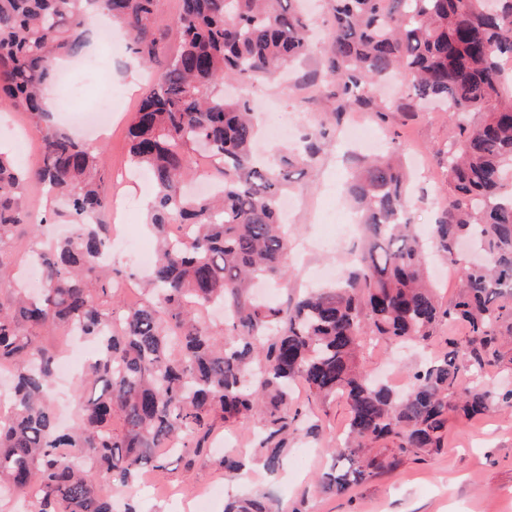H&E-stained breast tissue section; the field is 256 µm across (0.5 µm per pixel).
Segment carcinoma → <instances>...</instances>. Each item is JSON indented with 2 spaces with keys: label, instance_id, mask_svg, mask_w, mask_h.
Returning <instances> with one entry per match:
<instances>
[{
  "label": "carcinoma",
  "instance_id": "cac0c4a2",
  "mask_svg": "<svg viewBox=\"0 0 512 512\" xmlns=\"http://www.w3.org/2000/svg\"><path fill=\"white\" fill-rule=\"evenodd\" d=\"M91 0H0V97L27 112L41 158L31 173L0 153V369L13 377L0 413V503L29 499L33 512H114L102 476L122 487L169 454L187 464L208 455L219 423L259 417L258 461L269 474L287 462L285 440L298 430L289 412L296 383L319 399L342 397L346 437L328 449L335 472L325 487L346 494L404 457L445 448L450 416L484 413L492 391L482 380L512 340V0H331L334 36L321 73L336 86V108H388L374 85L407 79V107L434 101L452 136L440 152L448 199L429 231L436 253L459 269L460 289L445 305L426 272V244L407 216L411 177L392 157L355 161L347 197L361 212L364 238L341 284L290 306L259 304L256 279L288 282V225L278 200L293 164L275 170L253 154L249 102L224 97L228 81L274 77L313 54L301 0H180L178 51L146 86L129 128L132 163L148 171L155 195L149 226L158 251L149 298L124 304L109 247L110 212L101 149L49 123L41 94L53 60L84 48L80 30ZM155 65V0H96ZM224 163L222 190L191 197L184 187L193 152ZM54 209L32 221L29 181ZM57 218L71 233L43 251ZM188 228L180 240L170 227ZM31 241L46 288L32 296L11 281L15 243ZM224 306V327L205 312ZM464 323L469 340L448 338L443 357L415 371L404 393L371 379L360 363L366 336L427 342L439 325ZM77 334L95 358L79 393L77 420L62 429L51 406L59 350L44 336ZM225 512H273L262 495L231 501Z\"/></svg>",
  "mask_w": 512,
  "mask_h": 512
}]
</instances>
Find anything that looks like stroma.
I'll return each mask as SVG.
<instances>
[{
	"label": "stroma",
	"instance_id": "obj_1",
	"mask_svg": "<svg viewBox=\"0 0 512 512\" xmlns=\"http://www.w3.org/2000/svg\"><path fill=\"white\" fill-rule=\"evenodd\" d=\"M311 22L318 43L313 56L294 63L285 75L256 78L230 88L231 96L247 99L256 112L272 109L283 121L298 123L301 134L317 133L326 127L315 159L293 168L287 195L295 203L288 218L292 248L288 253L291 277L280 299L295 296L306 288L324 283L320 273L327 267L347 270L351 264L352 239H336L337 223H353L357 217L347 201L344 188L356 152L354 144L341 140L339 124L329 122L335 106V89L311 75L323 62L331 40L332 20L326 0H313ZM93 58L103 60L112 79L111 91L97 89L90 74L78 62L59 67L50 85L58 108L54 122L76 139L102 146V165L113 195L124 201L118 216L127 233L143 247L155 249L147 233V203L154 189L150 178L133 175L128 154L127 130L139 98L151 78V71L135 65L128 36H114L112 44L95 42ZM377 95L389 106L386 123L371 113H345V120L367 125L378 137L383 152L398 150L402 156L417 151L425 155L428 173L417 174L413 183L410 220L423 226L433 223L437 214L431 205L434 196L444 195L448 185L438 148L448 142L446 115L436 106L414 112L399 110L405 92L399 81L379 88ZM103 106L112 110L110 134L99 136L80 127L75 111ZM8 118L26 139H9L7 147L17 163L34 168L39 159V141L27 113L0 105V118ZM464 326H439L435 337L423 348L400 346L386 340H366L361 363L367 373L379 376L394 371L399 379L424 365L430 358L447 351L448 339L465 341ZM293 406L301 407L304 424L318 425L317 435L297 433L288 439V466L272 476L257 464L259 424L241 420L218 426L213 438L236 449L249 461L248 469L237 479L225 476L219 464L221 449L197 459L191 469L172 461L166 469L153 473L150 485H138L142 512H196L194 494L208 488L220 493L210 502L209 512H224L230 497L271 495L277 512H512V410L494 407L473 419H454L448 425V439L441 453L408 457L392 471L381 473L339 496L323 490L319 480L333 465L327 449L341 435L348 420L344 399L320 401L304 388H297Z\"/></svg>",
	"mask_w": 512,
	"mask_h": 512
}]
</instances>
